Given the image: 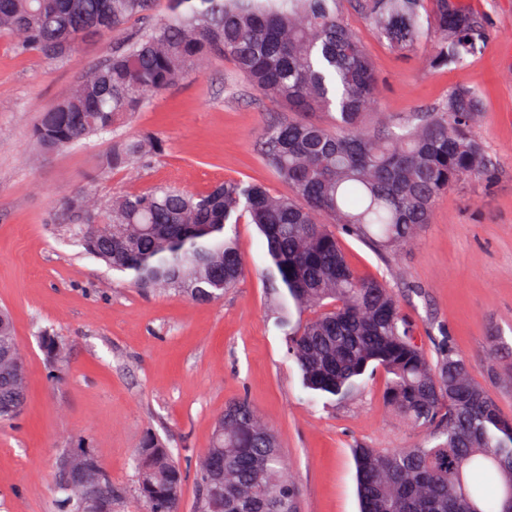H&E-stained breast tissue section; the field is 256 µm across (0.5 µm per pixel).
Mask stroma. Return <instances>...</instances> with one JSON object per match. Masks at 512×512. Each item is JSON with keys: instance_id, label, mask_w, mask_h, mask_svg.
<instances>
[{"instance_id": "obj_1", "label": "stroma", "mask_w": 512, "mask_h": 512, "mask_svg": "<svg viewBox=\"0 0 512 512\" xmlns=\"http://www.w3.org/2000/svg\"><path fill=\"white\" fill-rule=\"evenodd\" d=\"M464 2L492 33L467 66L450 70L431 69L420 53L391 51L355 12L345 18L381 78L383 117L441 104L458 86L479 94L477 132L492 177L448 191L431 222L398 251L346 232L338 238L361 277L392 288L429 356L449 338L474 381L512 415V0ZM111 53V39L92 38L52 62L19 53L12 36L0 35V308L11 315L26 380L20 417L0 423V512H55L56 460L79 445L121 492L112 512H139L134 458L149 433L166 441L181 465V512H198L199 461L225 405L243 398L277 436L298 512H359L353 448H410L426 433L385 403L383 371L345 401L303 389L272 312L254 225L236 226L244 277L208 304L141 291L84 253L66 230L63 201L80 191L112 196L175 184L200 192L250 179L288 195L256 145L257 131L282 105L217 57L149 97L120 127L125 136L149 131L164 140L150 166L98 174L109 134L41 154L32 138L41 113ZM47 330L67 345L57 373L40 344Z\"/></svg>"}]
</instances>
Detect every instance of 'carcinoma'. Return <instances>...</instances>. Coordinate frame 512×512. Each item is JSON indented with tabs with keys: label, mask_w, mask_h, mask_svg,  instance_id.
<instances>
[{
	"label": "carcinoma",
	"mask_w": 512,
	"mask_h": 512,
	"mask_svg": "<svg viewBox=\"0 0 512 512\" xmlns=\"http://www.w3.org/2000/svg\"><path fill=\"white\" fill-rule=\"evenodd\" d=\"M359 12L390 49L427 52L433 69L463 67L490 30L460 0H171L154 21L155 0H0V32L21 53L63 60L87 37L117 38L112 55L89 69L70 95L42 113L33 137L43 152L111 133L212 57L232 61L258 91L288 111L266 124L259 149L290 190L277 197L247 180L193 193L164 185L101 199L67 198L85 223L69 233L85 253L128 274L140 288L172 290L210 303L244 275L234 225L263 237L267 288L277 325L303 387L337 401L353 396L369 367L390 375L389 407L429 431L415 448L355 449L361 512H507L512 486V417L474 382L445 342L437 361L388 285L360 277L346 261L336 224L386 251L408 244L431 221L438 199L465 180L488 176L476 134L478 93L456 88L440 105L399 121L371 119L379 75L343 5ZM164 150L155 134L118 138L104 171L133 159L149 165ZM307 315L298 322L293 314ZM49 364L66 362L65 342L42 336ZM25 403L24 362L12 322L0 310V423ZM89 477L77 491L57 474V512H87L95 499L112 512L117 490L83 447ZM223 472L213 475L207 460ZM141 512H179L182 470L149 436L136 453ZM200 512H295L297 490L271 429L244 400L227 406L199 464Z\"/></svg>",
	"instance_id": "obj_1"
}]
</instances>
